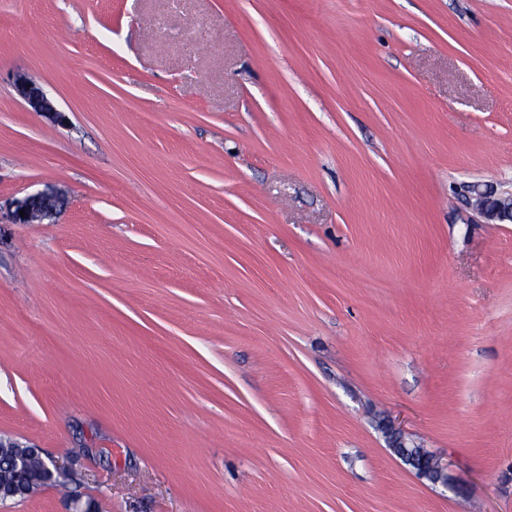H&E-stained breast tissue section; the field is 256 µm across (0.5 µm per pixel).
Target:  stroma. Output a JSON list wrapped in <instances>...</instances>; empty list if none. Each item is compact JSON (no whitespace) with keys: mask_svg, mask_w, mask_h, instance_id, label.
I'll return each mask as SVG.
<instances>
[{"mask_svg":"<svg viewBox=\"0 0 512 512\" xmlns=\"http://www.w3.org/2000/svg\"><path fill=\"white\" fill-rule=\"evenodd\" d=\"M476 181L512 190V0H0V436L85 451L0 512H512ZM14 88L31 112L39 113L58 124L66 122V116L58 111L43 87L32 78L24 74L17 75L14 79ZM63 203V196L55 191L29 194L13 202L10 221L13 224L40 222V219L54 217L57 214L58 207L62 206ZM20 210H24V216H20ZM384 425L388 427V430L391 433L389 441L390 449L404 462V464L415 471V474L419 478L425 479L433 485H440L447 490L448 488H454L448 477L447 465H445L438 457L433 455L431 457L434 465L431 468L427 469L420 467L417 461L419 452L417 450L409 451L406 449L418 448V446L415 445L414 440L402 431L396 430L387 424Z\"/></svg>","mask_w":512,"mask_h":512,"instance_id":"35a3bbf8","label":"stroma"}]
</instances>
